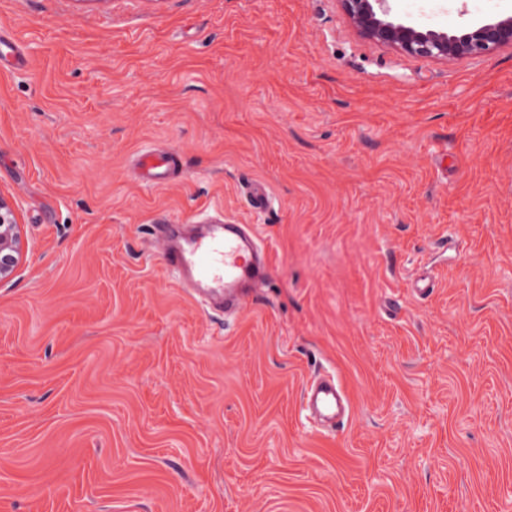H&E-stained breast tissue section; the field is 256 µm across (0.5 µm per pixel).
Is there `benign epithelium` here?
<instances>
[{"label": "benign epithelium", "mask_w": 512, "mask_h": 512, "mask_svg": "<svg viewBox=\"0 0 512 512\" xmlns=\"http://www.w3.org/2000/svg\"><path fill=\"white\" fill-rule=\"evenodd\" d=\"M388 0H340L358 33L414 57L454 61L512 49V15L454 31L421 29L389 19ZM22 238L10 201L0 195V280L9 278L22 256Z\"/></svg>", "instance_id": "1"}]
</instances>
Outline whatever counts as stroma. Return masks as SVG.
Here are the masks:
<instances>
[{
    "label": "stroma",
    "instance_id": "35a3bbf8",
    "mask_svg": "<svg viewBox=\"0 0 512 512\" xmlns=\"http://www.w3.org/2000/svg\"><path fill=\"white\" fill-rule=\"evenodd\" d=\"M455 30L512 0H390ZM0 512H512V49L440 62L338 0H0ZM178 156L146 188L132 158ZM274 204L256 215L243 182ZM254 225L235 321L149 226ZM427 274L433 292L409 282ZM335 373L352 413L299 415ZM22 238L10 201L0 194V280L9 278L22 256Z\"/></svg>",
    "mask_w": 512,
    "mask_h": 512
}]
</instances>
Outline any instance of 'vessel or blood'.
I'll return each instance as SVG.
<instances>
[{"label":"vessel or blood","mask_w":512,"mask_h":512,"mask_svg":"<svg viewBox=\"0 0 512 512\" xmlns=\"http://www.w3.org/2000/svg\"><path fill=\"white\" fill-rule=\"evenodd\" d=\"M144 186L169 183L177 162L172 153L146 148L137 155ZM162 245L167 272L207 309L238 315L246 299L266 284L269 255L250 225L232 220L176 224L161 218L152 226ZM309 419L335 429L347 419L351 404L334 376L307 385L303 395Z\"/></svg>","instance_id":"b4317fda"}]
</instances>
